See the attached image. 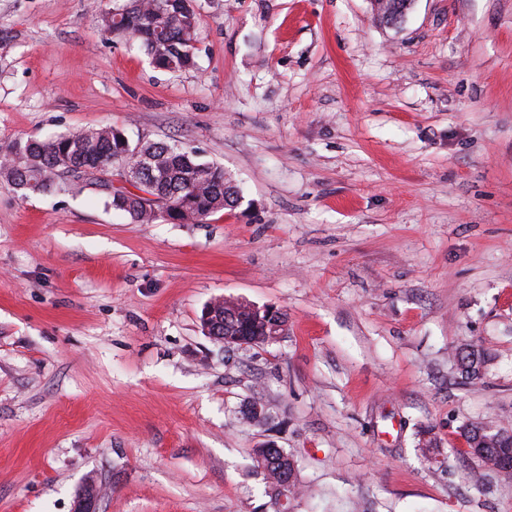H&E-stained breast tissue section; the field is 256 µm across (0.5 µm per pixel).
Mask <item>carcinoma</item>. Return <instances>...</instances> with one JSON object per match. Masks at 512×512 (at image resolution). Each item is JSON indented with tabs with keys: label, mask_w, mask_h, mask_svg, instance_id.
<instances>
[{
	"label": "carcinoma",
	"mask_w": 512,
	"mask_h": 512,
	"mask_svg": "<svg viewBox=\"0 0 512 512\" xmlns=\"http://www.w3.org/2000/svg\"><path fill=\"white\" fill-rule=\"evenodd\" d=\"M412 0H372L377 19L398 25ZM104 28L116 37L138 41L155 64L169 71L194 63V42L199 17L194 0H128L114 10L100 13ZM124 162L140 166L135 190L116 187L100 174ZM0 178L26 197L47 190L69 191L85 182L97 187L106 203L126 212L135 224L159 218L151 201L175 212L178 224H199L221 210H233L241 191L224 169L198 161L176 143L146 142L135 146L122 140V132L110 126L77 130L46 140H13L0 147ZM272 324L257 317L249 304L228 300L217 305L210 318L212 336H269ZM460 373L468 379L483 376L489 354L466 345L456 351ZM477 423L465 427L467 453L505 480L512 479V430ZM254 466L261 469L275 492L274 512H283L280 500H290L299 489L293 457L282 448L264 444L251 449Z\"/></svg>",
	"instance_id": "obj_1"
}]
</instances>
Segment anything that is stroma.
<instances>
[{
	"label": "stroma",
	"instance_id": "35a3bbf8",
	"mask_svg": "<svg viewBox=\"0 0 512 512\" xmlns=\"http://www.w3.org/2000/svg\"><path fill=\"white\" fill-rule=\"evenodd\" d=\"M124 2L0 0V144L176 139L242 200L135 224L0 179V512H74L91 479L97 512H273L268 441L290 512H512L463 438L512 428V0L394 27L370 0H196L175 72L101 29ZM219 297L281 307L287 336L225 351L199 326ZM455 359L462 376L477 379L483 376L490 358L485 349L469 344L456 351ZM266 443L251 449L254 466L261 469L267 484L275 492L274 511L284 512L280 500L283 497L288 503L290 497L299 489L296 465L293 457L283 448H275Z\"/></svg>",
	"mask_w": 512,
	"mask_h": 512
}]
</instances>
